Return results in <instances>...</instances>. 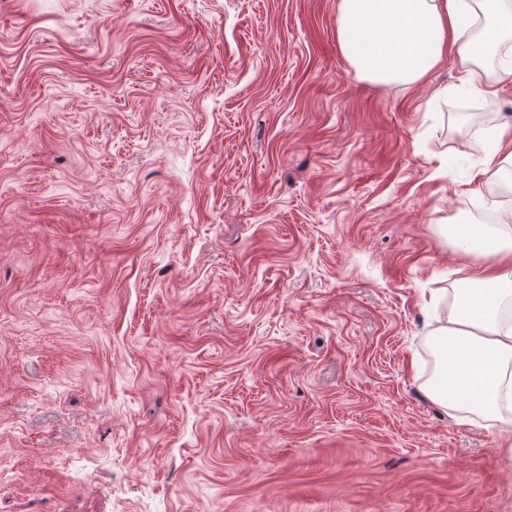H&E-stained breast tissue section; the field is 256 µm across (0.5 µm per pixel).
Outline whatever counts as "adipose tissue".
Returning <instances> with one entry per match:
<instances>
[{
    "instance_id": "obj_1",
    "label": "adipose tissue",
    "mask_w": 512,
    "mask_h": 512,
    "mask_svg": "<svg viewBox=\"0 0 512 512\" xmlns=\"http://www.w3.org/2000/svg\"><path fill=\"white\" fill-rule=\"evenodd\" d=\"M337 35L356 73L369 81L415 86L447 58L466 66L460 87L493 93L476 67L497 56L512 74V0H339ZM481 184H497L512 166V124L496 127L483 148ZM501 226L477 225L471 238L488 263L460 270L463 291L451 325L435 331L437 346L449 350V373L438 375L431 398L444 406L498 415L512 399V325H504L502 305L512 301V210Z\"/></svg>"
}]
</instances>
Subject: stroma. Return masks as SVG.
Returning <instances> with one entry per match:
<instances>
[{
  "label": "stroma",
  "instance_id": "1",
  "mask_svg": "<svg viewBox=\"0 0 512 512\" xmlns=\"http://www.w3.org/2000/svg\"><path fill=\"white\" fill-rule=\"evenodd\" d=\"M337 2L0 0V512H512L427 361L512 76L370 83Z\"/></svg>",
  "mask_w": 512,
  "mask_h": 512
}]
</instances>
